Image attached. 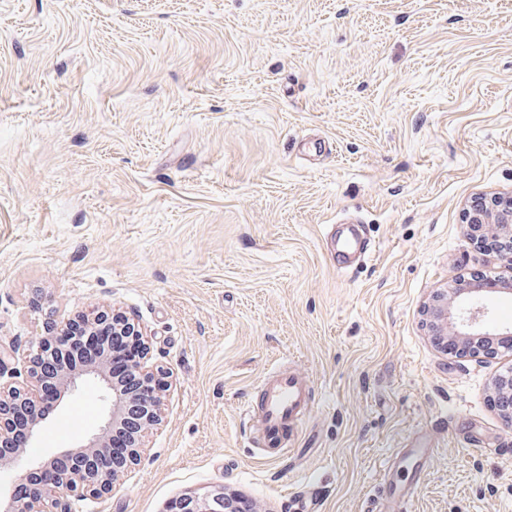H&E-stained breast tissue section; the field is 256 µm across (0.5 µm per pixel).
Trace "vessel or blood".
I'll return each instance as SVG.
<instances>
[{"label":"vessel or blood","mask_w":512,"mask_h":512,"mask_svg":"<svg viewBox=\"0 0 512 512\" xmlns=\"http://www.w3.org/2000/svg\"><path fill=\"white\" fill-rule=\"evenodd\" d=\"M326 246L331 252L337 269L347 270L352 266L354 256L369 257L372 252L370 241L358 233L356 228L348 227L339 236L328 237ZM262 398L259 405L261 447L277 450L280 455L289 452L287 434L300 422L310 400L311 386L305 377L276 366L261 383ZM414 460V471L410 484H391L383 481L386 494L401 503H409L413 486L425 481L428 476L427 465L432 451L428 448H413L409 451Z\"/></svg>","instance_id":"vessel-or-blood-1"}]
</instances>
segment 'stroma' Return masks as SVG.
<instances>
[{
  "instance_id": "stroma-1",
  "label": "stroma",
  "mask_w": 512,
  "mask_h": 512,
  "mask_svg": "<svg viewBox=\"0 0 512 512\" xmlns=\"http://www.w3.org/2000/svg\"><path fill=\"white\" fill-rule=\"evenodd\" d=\"M512 196V0H0V383L43 322L108 305L167 373L137 465L82 512L223 488L255 512H365L401 448L434 451L407 510L512 512V352L449 356L424 310L472 270L512 329V265L464 213ZM365 224L341 271L328 226ZM309 378L291 455L242 411L277 363ZM95 383L30 448L96 433Z\"/></svg>"
}]
</instances>
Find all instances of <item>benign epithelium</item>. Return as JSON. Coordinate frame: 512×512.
Returning <instances> with one entry per match:
<instances>
[{
    "label": "benign epithelium",
    "instance_id": "obj_1",
    "mask_svg": "<svg viewBox=\"0 0 512 512\" xmlns=\"http://www.w3.org/2000/svg\"><path fill=\"white\" fill-rule=\"evenodd\" d=\"M466 223L475 238L493 236L505 240L506 250L501 256L512 262L511 197L481 196L466 211ZM484 318L479 310L461 313L454 336L465 342L481 335ZM75 319L91 333L108 332L125 339L131 347L128 370L137 377L138 387L129 391L114 384L108 374L109 358L106 356L94 365L69 370L63 361L65 349L59 344L68 323L45 321L44 334L38 337L26 365L33 386L0 385V447L12 445L15 435L23 434L20 447L10 457L0 455L1 469L7 466L16 470L13 481L0 487V512H76L77 503L108 494L117 478L138 461L142 434L160 419L167 384L163 370L153 371L147 366L149 343L139 322L108 307L79 314ZM54 374L58 375L62 397L44 387V379ZM89 380L101 388L109 403V412L98 432L79 445V451L87 456L85 465L61 466V460L74 454L68 448L28 461V445L37 438L61 403L79 394ZM125 418L135 424L137 435L121 465L114 460L109 435ZM166 512H240V506L236 498L218 488L177 497L168 503Z\"/></svg>",
    "mask_w": 512,
    "mask_h": 512
}]
</instances>
